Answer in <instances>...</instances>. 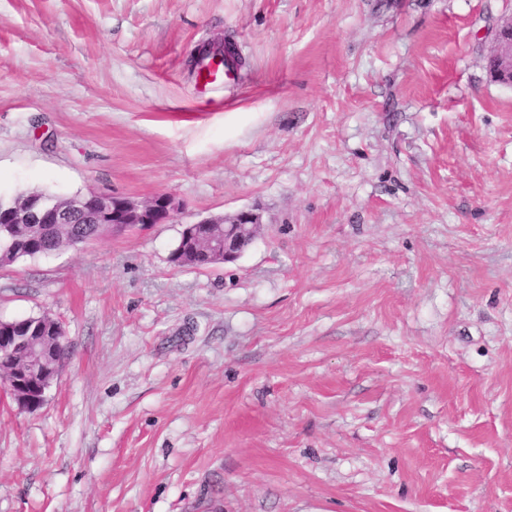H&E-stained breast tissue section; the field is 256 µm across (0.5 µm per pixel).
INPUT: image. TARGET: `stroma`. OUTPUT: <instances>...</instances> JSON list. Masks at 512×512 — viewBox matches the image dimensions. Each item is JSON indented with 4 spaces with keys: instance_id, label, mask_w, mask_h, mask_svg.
<instances>
[{
    "instance_id": "1",
    "label": "stroma",
    "mask_w": 512,
    "mask_h": 512,
    "mask_svg": "<svg viewBox=\"0 0 512 512\" xmlns=\"http://www.w3.org/2000/svg\"><path fill=\"white\" fill-rule=\"evenodd\" d=\"M512 0H0V198L176 221L0 268V512H512ZM231 40L236 84L193 57ZM254 208L239 257L185 225ZM488 53L493 76L503 84L512 85V16L501 19ZM235 69L227 64H217L212 59L205 60L199 65V79L204 82V86L216 83H228L234 80ZM56 326L45 325L46 336H0V376L16 402L28 409L39 407L56 375L62 354L59 349L34 347L43 339L58 338Z\"/></svg>"
}]
</instances>
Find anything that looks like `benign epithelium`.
I'll return each mask as SVG.
<instances>
[{
    "label": "benign epithelium",
    "mask_w": 512,
    "mask_h": 512,
    "mask_svg": "<svg viewBox=\"0 0 512 512\" xmlns=\"http://www.w3.org/2000/svg\"><path fill=\"white\" fill-rule=\"evenodd\" d=\"M488 66L501 83L512 85V16L501 19L495 37L488 49ZM181 210L180 201L169 192L156 194L147 201L108 194L74 195L65 200L37 208L30 201L22 203L0 221L12 225L14 240H33L30 224H98L105 233L123 230L128 224H166L176 219ZM261 215L254 210H240L232 215L206 217L186 228L194 256L201 265H211L215 254H224L231 262L239 256L238 247L253 240ZM58 332L55 326H44L41 336H0V379L20 405L39 407L45 392L56 375L62 354L52 347H35L43 336Z\"/></svg>",
    "instance_id": "7a95c632"
}]
</instances>
